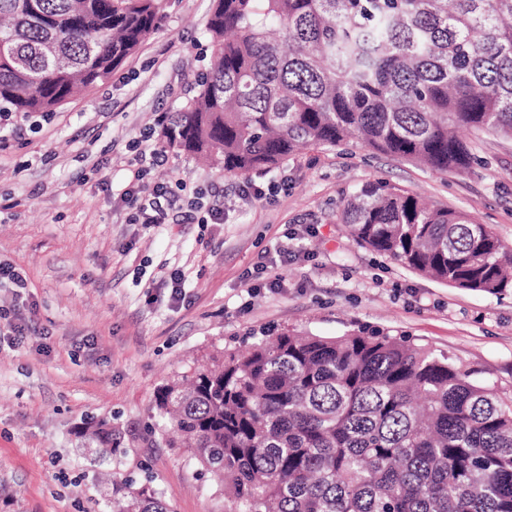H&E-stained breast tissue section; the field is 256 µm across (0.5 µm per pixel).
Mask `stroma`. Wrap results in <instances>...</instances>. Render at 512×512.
Here are the masks:
<instances>
[{
  "label": "stroma",
  "mask_w": 512,
  "mask_h": 512,
  "mask_svg": "<svg viewBox=\"0 0 512 512\" xmlns=\"http://www.w3.org/2000/svg\"><path fill=\"white\" fill-rule=\"evenodd\" d=\"M163 4L161 28L107 81L51 115L18 117L22 135L0 150V264L27 281L19 291L0 285V309L24 304L44 330L0 351V512H103L102 472L121 480L143 464L176 512H224L220 486L197 461L143 429L166 380L265 329L406 334L512 399V294L424 278L358 247L338 219L345 196L381 179L471 215L512 248V139L483 137L481 165L448 174L353 142L308 148L253 174L279 187L263 199L171 150L151 181L216 191L223 223H130L133 144L188 97L210 55L212 0ZM287 240L295 254L284 261L277 249ZM103 415L140 438L104 468L72 434Z\"/></svg>",
  "instance_id": "1"
}]
</instances>
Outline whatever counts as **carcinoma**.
<instances>
[{
	"label": "carcinoma",
	"mask_w": 512,
	"mask_h": 512,
	"mask_svg": "<svg viewBox=\"0 0 512 512\" xmlns=\"http://www.w3.org/2000/svg\"><path fill=\"white\" fill-rule=\"evenodd\" d=\"M161 0H0V113L50 114L105 81L161 23ZM211 58L161 125L226 175L353 141L436 173L512 138V0H212ZM352 240L460 290L512 291V249L469 215L378 179L343 200ZM147 435L222 482L224 512H512V402L403 335L270 330L160 386ZM110 461V418L75 427ZM112 512H173L112 483Z\"/></svg>",
	"instance_id": "carcinoma-1"
}]
</instances>
